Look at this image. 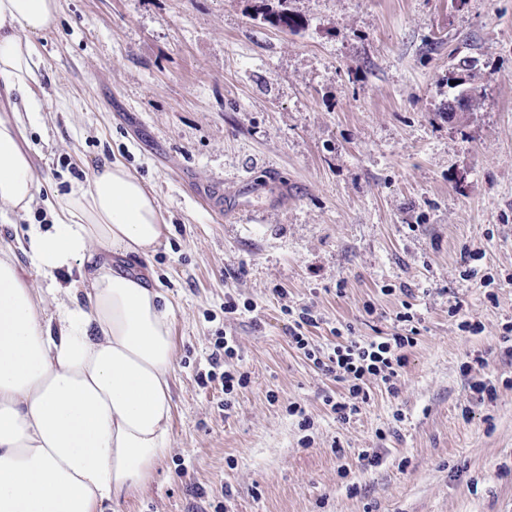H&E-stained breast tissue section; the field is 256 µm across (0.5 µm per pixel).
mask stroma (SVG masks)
Wrapping results in <instances>:
<instances>
[{"instance_id":"1","label":"stroma","mask_w":512,"mask_h":512,"mask_svg":"<svg viewBox=\"0 0 512 512\" xmlns=\"http://www.w3.org/2000/svg\"><path fill=\"white\" fill-rule=\"evenodd\" d=\"M258 2L59 0L33 39L40 202L0 236L50 223L47 201L104 156L171 226L127 268L175 308L172 452L112 512H512V0H289L293 33ZM463 58L483 93L452 121ZM217 191L249 205L215 214ZM403 285L421 321L399 390L370 385L339 423L342 384L291 347L281 308L312 306L322 345L348 324L383 336ZM228 335L236 357L212 364ZM214 367L250 375L231 410L200 381Z\"/></svg>"}]
</instances>
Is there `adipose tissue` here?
<instances>
[{
  "mask_svg": "<svg viewBox=\"0 0 512 512\" xmlns=\"http://www.w3.org/2000/svg\"><path fill=\"white\" fill-rule=\"evenodd\" d=\"M58 8L0 0V83L14 97L0 115V211L21 217L40 192L18 138L41 109L32 39ZM50 209L53 224L0 237V512H105L144 491L171 451L174 306L126 270L170 227L144 183L106 158Z\"/></svg>",
  "mask_w": 512,
  "mask_h": 512,
  "instance_id": "ef3b65f1",
  "label": "adipose tissue"
}]
</instances>
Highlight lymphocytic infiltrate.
<instances>
[{
  "label": "lymphocytic infiltrate",
  "mask_w": 512,
  "mask_h": 512,
  "mask_svg": "<svg viewBox=\"0 0 512 512\" xmlns=\"http://www.w3.org/2000/svg\"><path fill=\"white\" fill-rule=\"evenodd\" d=\"M290 319L289 341L323 375L344 383V393L328 399L327 404L340 423H348L358 415L362 403L369 398L368 385H383L389 393H397L400 371L406 362L405 351L415 338L408 333L394 332L386 336L361 339L343 336L333 346L314 343L307 336L308 327L316 325L311 307L286 308Z\"/></svg>",
  "instance_id": "lymphocytic-infiltrate-1"
}]
</instances>
